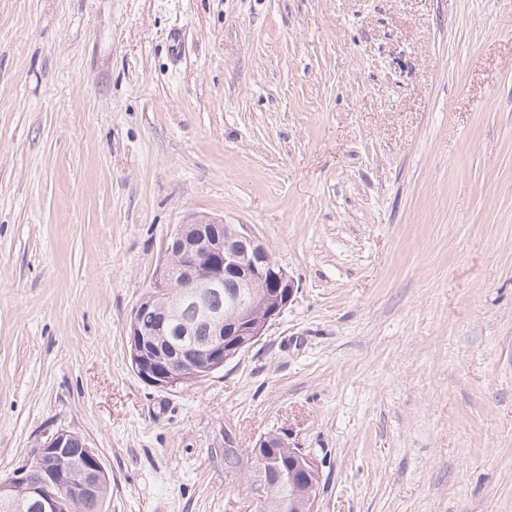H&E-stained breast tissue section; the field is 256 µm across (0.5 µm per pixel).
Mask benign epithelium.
Segmentation results:
<instances>
[{"mask_svg": "<svg viewBox=\"0 0 512 512\" xmlns=\"http://www.w3.org/2000/svg\"><path fill=\"white\" fill-rule=\"evenodd\" d=\"M295 282L247 224L197 220L166 239L145 297L133 309L128 354L137 375L172 388L212 373L251 347L282 315ZM286 449L288 468L269 463ZM246 467L258 512H315L321 481L317 461L280 433L261 436ZM292 488L272 494L271 475ZM110 479L100 456L78 433L57 431L38 442L26 463L0 481L9 512H72L103 507Z\"/></svg>", "mask_w": 512, "mask_h": 512, "instance_id": "7a95c632", "label": "benign epithelium"}]
</instances>
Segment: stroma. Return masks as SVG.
I'll return each instance as SVG.
<instances>
[{"label":"stroma","mask_w":512,"mask_h":512,"mask_svg":"<svg viewBox=\"0 0 512 512\" xmlns=\"http://www.w3.org/2000/svg\"><path fill=\"white\" fill-rule=\"evenodd\" d=\"M200 217L299 290L161 389L128 322ZM58 430L104 512H255L273 430L317 512H512V0H0V479ZM271 448H286L287 455L282 457L281 465L288 468L280 471L269 463L274 459ZM246 467L250 472V490L258 506V512H315L317 491L321 481L317 461L300 448H292L288 438L280 433H267L261 436L249 451ZM288 458V462L287 459ZM277 480L271 483V475ZM282 482L276 492L283 497L272 494V486ZM292 488L288 497V485Z\"/></svg>","instance_id":"stroma-1"}]
</instances>
